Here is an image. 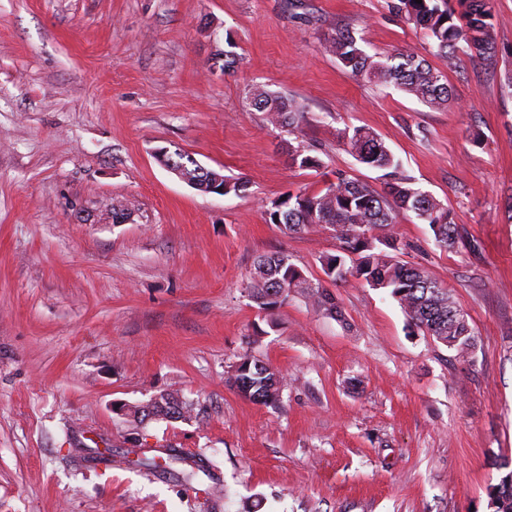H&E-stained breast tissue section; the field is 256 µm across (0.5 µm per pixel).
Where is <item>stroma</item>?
<instances>
[{"label": "stroma", "instance_id": "stroma-1", "mask_svg": "<svg viewBox=\"0 0 512 512\" xmlns=\"http://www.w3.org/2000/svg\"><path fill=\"white\" fill-rule=\"evenodd\" d=\"M392 0H0V512H488L512 458V0L497 56L446 70L433 110L346 72V28L371 53L428 54ZM236 64L224 69V53ZM254 84L295 97L298 130L246 105ZM373 130L447 206L463 244L440 250L399 217L398 260L468 313L469 363L411 331L384 291L330 286L261 312L259 256L322 278L330 230L293 233L264 205L337 174L385 186L336 139ZM304 145L320 169L292 164ZM186 152L243 178L202 193L158 157ZM129 209L120 224L103 218ZM283 375L266 407L226 383L241 353ZM179 392L184 417L139 425L121 405ZM174 448L211 461L186 482L129 461ZM216 174L220 175L222 178V181L215 177L212 173L209 175L210 180V187L209 191L214 194L218 195H229L233 193L234 195H240L245 193L247 189V182L244 181L242 178H229L227 176H224L222 172H215ZM221 187H217L218 184H223ZM218 188H222V191H218Z\"/></svg>", "mask_w": 512, "mask_h": 512}]
</instances>
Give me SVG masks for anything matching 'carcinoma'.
<instances>
[{"label": "carcinoma", "mask_w": 512, "mask_h": 512, "mask_svg": "<svg viewBox=\"0 0 512 512\" xmlns=\"http://www.w3.org/2000/svg\"><path fill=\"white\" fill-rule=\"evenodd\" d=\"M495 4L496 0H422L420 4L397 0L394 8L424 31L432 55L451 63L461 51L483 60L493 59ZM328 49L351 74L391 84L429 108L446 109L452 101L446 76L416 52L370 54L352 31L343 28L336 30ZM248 100L275 127L297 129L306 120L307 111L299 101L261 86L249 91ZM337 139L359 163L384 172V191L339 174L316 193L290 194L270 201L265 210L268 222L292 232L311 227L332 229L338 241L337 253L321 260L328 280L335 284L359 281L386 290L411 328L455 351L459 361L471 362L475 338L465 311L425 269L404 264L390 254L398 249L393 234L397 216L408 212L429 225L437 247H458L461 236L450 211L405 174L401 161L375 132L364 126H347L337 131ZM167 160L172 169L203 181L205 174L191 155L176 152ZM291 160L306 169L322 166L321 159L300 145L291 151ZM292 293L303 296L318 310L336 312V303L322 282L306 279L288 254L259 257L249 282V296L258 307L273 310ZM228 383L256 404L275 407L280 403L283 376L247 353L232 365ZM185 409L182 397L169 392L159 395L151 410L134 405L128 415L142 424L162 414L181 418ZM487 507L490 512H512V471L492 487Z\"/></svg>", "instance_id": "carcinoma-1"}]
</instances>
